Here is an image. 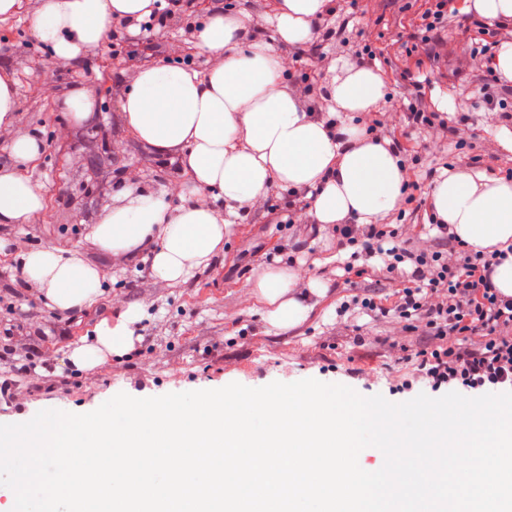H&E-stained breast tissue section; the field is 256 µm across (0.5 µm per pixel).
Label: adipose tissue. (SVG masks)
<instances>
[{
    "mask_svg": "<svg viewBox=\"0 0 512 512\" xmlns=\"http://www.w3.org/2000/svg\"><path fill=\"white\" fill-rule=\"evenodd\" d=\"M330 0H277L269 22L277 38L294 46L310 42L314 23ZM154 0H45L33 25L55 59L68 63L100 45L110 19L147 18ZM199 46L216 57L206 74L152 64L141 67L120 109L127 126L157 153L178 157L190 188L181 203L126 186L120 206L106 210L92 231L101 250L151 255L154 275L188 281L208 266L224 240L228 217L240 216L271 189L311 190L309 218L317 224H376L403 196L404 171L389 142L367 140L342 113L363 114L386 97L382 77L370 68L344 64L327 84L329 118L302 109L280 75L283 64L271 42L253 31L248 14H214L199 33ZM224 203L216 211L213 200ZM439 223L475 248L512 245V182L481 173L446 171L430 192ZM44 204L38 187L16 171H0V224L38 220ZM19 258L24 274L40 284L50 306L83 309L103 293L104 277L78 252L30 248ZM289 269L267 270L252 283L264 302L263 321L285 331L312 311L294 288ZM140 307L126 308L116 323H103L93 342L72 350L81 370L105 364L134 345Z\"/></svg>",
    "mask_w": 512,
    "mask_h": 512,
    "instance_id": "1",
    "label": "adipose tissue"
}]
</instances>
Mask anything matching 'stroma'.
<instances>
[{
	"instance_id": "1",
	"label": "stroma",
	"mask_w": 512,
	"mask_h": 512,
	"mask_svg": "<svg viewBox=\"0 0 512 512\" xmlns=\"http://www.w3.org/2000/svg\"><path fill=\"white\" fill-rule=\"evenodd\" d=\"M186 21L204 22L209 15L232 3L235 12L250 15L253 29L271 37L268 22L276 0H193ZM336 24L331 31H317L311 43L293 47L275 43L277 54H298L295 73L313 49L334 55V67L355 63L364 44L386 47L385 59L376 68L383 74L387 97L377 109L390 111L405 79L402 60L422 59L418 76L439 119L455 134L448 145L432 143L426 132L403 126L396 136L404 146L401 159L407 179L432 186L433 170L441 157L469 163L472 170L490 178L505 177L512 169V148L503 143L512 127L499 122L496 112L485 108L459 111L462 93L483 83L481 73H455L452 62L468 53L479 16L459 12L448 28V39L426 45L414 37L410 21L422 8V0H332ZM39 0H21L17 12L0 16V74L16 81L17 111L14 126L23 134L41 139L43 152L22 173L37 185L44 198V223L23 222L0 226V238L19 240L21 248H59L78 251L105 276L104 294L91 306L68 313L63 331L53 329L55 310L45 299L19 300L7 314L0 313V356L10 337L43 328L36 355L55 374L71 375L75 369L67 355L98 325L116 322L131 304L141 305L143 317L134 327L139 340L133 350L112 366L102 367L93 385L74 388H39L26 413L17 414L0 404V424L29 421L42 410L89 413L118 393L128 392L124 380L131 373L147 377V397L167 393L219 389L237 382L257 388L271 382L292 383L313 378L342 384L364 396L376 394L399 403L429 393L423 382L404 389L412 377L409 364L384 370L390 360L394 323L372 320L360 309L340 311L350 300L346 288L345 261L365 267L358 279L361 292L388 307L396 299L397 284L379 273L380 258L368 262L351 259L350 249H339L328 235H301L279 221L280 212L298 205L293 191L271 190L269 209L249 211L234 220L224 235V248L211 264L195 272L186 283L171 285L153 276L147 259L113 265L111 254L100 251L92 231L106 209L116 203L121 184L165 197L178 205L179 187L187 178L176 158L156 153L140 142L127 127L120 103L124 81L132 68L170 61L206 72L211 57L181 29H169L134 41L129 31L111 22L105 40L89 48L68 66H58L48 46L33 35ZM82 86L95 102L94 115L75 122L63 108L74 86ZM290 266L304 280L318 279L327 286L325 295L310 297L308 320L287 331L269 329L259 313L260 303L246 299L244 285L269 268ZM362 328L365 345H358L354 328ZM355 356L354 370L344 361Z\"/></svg>"
}]
</instances>
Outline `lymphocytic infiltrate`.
Returning a JSON list of instances; mask_svg holds the SVG:
<instances>
[{"mask_svg":"<svg viewBox=\"0 0 512 512\" xmlns=\"http://www.w3.org/2000/svg\"><path fill=\"white\" fill-rule=\"evenodd\" d=\"M409 125L425 129L435 143L447 141L450 128L437 121L420 81L400 96ZM338 245L360 247L361 257L383 256L384 279L401 289L391 308L375 298L356 296L353 304L400 326L403 340L393 342L396 360L413 363L432 390L512 391V298L494 288L490 274L511 253L499 247L476 249L437 227L440 249L414 241L406 225L391 218L378 224H332ZM37 374L34 345L16 337L0 363V400L16 412L30 401Z\"/></svg>","mask_w":512,"mask_h":512,"instance_id":"obj_1","label":"lymphocytic infiltrate"}]
</instances>
